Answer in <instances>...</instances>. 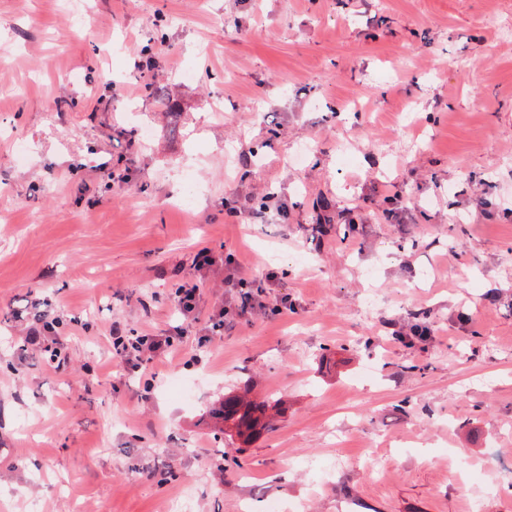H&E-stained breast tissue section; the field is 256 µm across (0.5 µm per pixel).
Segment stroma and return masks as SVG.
Masks as SVG:
<instances>
[{
    "label": "stroma",
    "mask_w": 512,
    "mask_h": 512,
    "mask_svg": "<svg viewBox=\"0 0 512 512\" xmlns=\"http://www.w3.org/2000/svg\"><path fill=\"white\" fill-rule=\"evenodd\" d=\"M116 323L188 332L133 372ZM243 387L283 400L246 441L209 414ZM508 458L512 0H0V512H512ZM232 194L236 198L235 202L238 203L242 200L244 201V211L248 210L254 218L261 219V223L264 224H267L270 221L271 223H274L273 221H277L278 217L283 216L287 211L284 206H278L276 207L275 212L271 213V208L268 205L257 210L249 206L252 204V200L254 198L250 192H244L242 189L235 188ZM240 262L234 254L229 253L224 263V285L227 288H241L240 298L241 302V314H254L257 312L266 311L268 304L262 297L261 291L252 293L249 291H243L244 288H252L251 284L239 277Z\"/></svg>",
    "instance_id": "1"
}]
</instances>
